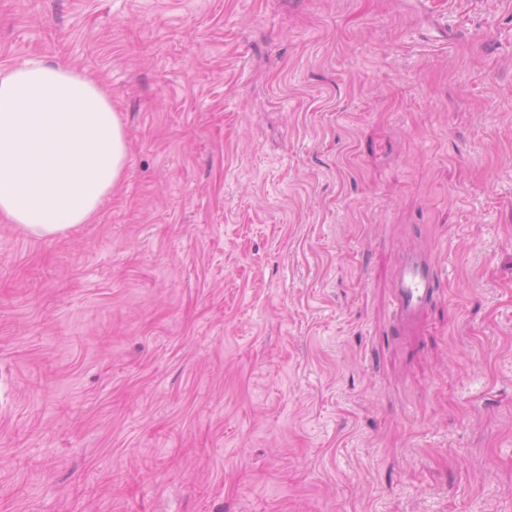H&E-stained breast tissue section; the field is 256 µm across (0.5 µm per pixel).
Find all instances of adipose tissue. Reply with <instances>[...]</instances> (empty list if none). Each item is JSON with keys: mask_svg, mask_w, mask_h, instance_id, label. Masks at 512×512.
<instances>
[{"mask_svg": "<svg viewBox=\"0 0 512 512\" xmlns=\"http://www.w3.org/2000/svg\"><path fill=\"white\" fill-rule=\"evenodd\" d=\"M128 163L108 92L61 62L0 71V217L41 239L96 216Z\"/></svg>", "mask_w": 512, "mask_h": 512, "instance_id": "1", "label": "adipose tissue"}]
</instances>
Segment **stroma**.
Returning a JSON list of instances; mask_svg holds the SVG:
<instances>
[{
  "instance_id": "stroma-1",
  "label": "stroma",
  "mask_w": 512,
  "mask_h": 512,
  "mask_svg": "<svg viewBox=\"0 0 512 512\" xmlns=\"http://www.w3.org/2000/svg\"><path fill=\"white\" fill-rule=\"evenodd\" d=\"M35 57L129 162L0 219V512H512V0H0ZM442 277L420 255L403 263L395 288L396 321L400 327L432 303L440 291Z\"/></svg>"
}]
</instances>
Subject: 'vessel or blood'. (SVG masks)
<instances>
[{
    "mask_svg": "<svg viewBox=\"0 0 512 512\" xmlns=\"http://www.w3.org/2000/svg\"><path fill=\"white\" fill-rule=\"evenodd\" d=\"M441 276L418 254L403 263L395 288L396 321L414 319L432 303L440 291Z\"/></svg>",
    "mask_w": 512,
    "mask_h": 512,
    "instance_id": "obj_1",
    "label": "vessel or blood"
}]
</instances>
